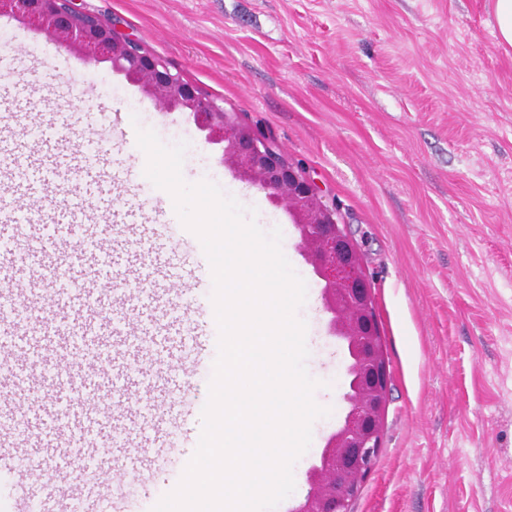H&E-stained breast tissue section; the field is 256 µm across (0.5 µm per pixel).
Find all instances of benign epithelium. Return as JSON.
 I'll use <instances>...</instances> for the list:
<instances>
[{"label":"benign epithelium","mask_w":512,"mask_h":512,"mask_svg":"<svg viewBox=\"0 0 512 512\" xmlns=\"http://www.w3.org/2000/svg\"><path fill=\"white\" fill-rule=\"evenodd\" d=\"M2 16L36 29L89 64H110L162 110L188 115L209 143L222 146L223 162L239 179L288 210L300 251L323 283L329 332L346 348L349 364L343 424L309 468L305 496L286 512H351L379 452L391 371L371 285L355 244L336 220V208L323 201L305 171L241 123L237 113L226 111L223 101L188 83L165 60L120 33L117 24L77 10L73 0H0Z\"/></svg>","instance_id":"7a95c632"}]
</instances>
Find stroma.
<instances>
[{
    "instance_id": "1",
    "label": "stroma",
    "mask_w": 512,
    "mask_h": 512,
    "mask_svg": "<svg viewBox=\"0 0 512 512\" xmlns=\"http://www.w3.org/2000/svg\"><path fill=\"white\" fill-rule=\"evenodd\" d=\"M163 58L184 79L247 126L266 135L290 163L315 179L336 204L361 253L392 372L380 450L351 512H512V47L497 36L494 0H75ZM19 72L0 82L24 112L92 121L64 151L100 141L114 183L104 195L63 174L55 192L34 190L21 207L77 202L101 219L143 203L126 170L145 164L131 134L113 124L151 129L164 145L186 143L185 181H210L255 213L263 231L280 228L281 250L307 285L297 316L306 324L308 373L319 382L309 449L293 465L295 490L342 422L345 358L328 332L322 284L298 249L284 208L235 176L220 146L192 119L161 111L109 64H86L54 41L0 17V50ZM37 87L27 95L25 86ZM173 276L154 300L149 274L122 281L111 255L92 277L104 297L93 314L104 344L98 363L81 353L43 351L41 370L73 381L94 378L95 411L118 414L112 437L133 446L150 400L182 377V366L155 346L143 311L167 322L169 301L192 270L210 281L196 235L157 241ZM196 440H182L153 472L109 470L124 512H150L172 491ZM72 459L32 470L34 491L53 512H69L56 492Z\"/></svg>"
}]
</instances>
